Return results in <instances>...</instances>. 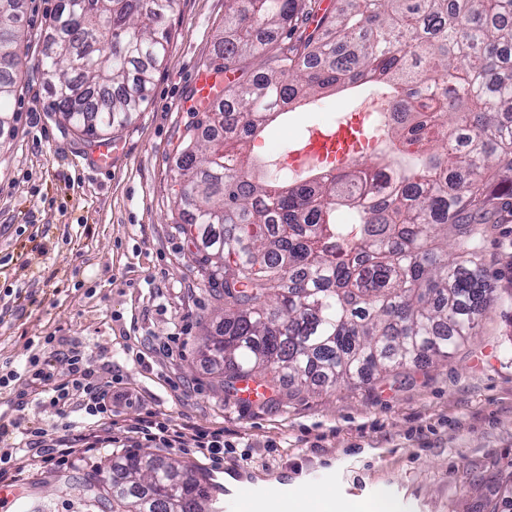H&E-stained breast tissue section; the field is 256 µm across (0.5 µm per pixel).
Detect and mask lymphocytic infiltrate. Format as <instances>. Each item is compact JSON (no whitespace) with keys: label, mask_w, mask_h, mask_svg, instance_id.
Masks as SVG:
<instances>
[{"label":"lymphocytic infiltrate","mask_w":512,"mask_h":512,"mask_svg":"<svg viewBox=\"0 0 512 512\" xmlns=\"http://www.w3.org/2000/svg\"><path fill=\"white\" fill-rule=\"evenodd\" d=\"M71 366V380L50 386V363L39 354H32L22 371L8 370L0 375V388H5L16 376H26L32 384L39 386L38 401L52 409H59L67 404L71 393L82 394L81 407L91 416L88 435L98 439L101 436L122 430L133 433L147 440L158 442L165 448H190L192 453L209 459L214 465L224 462V433L220 430L193 428L192 432L172 425L169 420L148 415L137 422L119 425L118 409L138 402V395L129 389L117 386L115 381H105L83 365V353L78 346H71L66 352ZM48 431L43 427L24 425L21 420L0 424V443L5 450L0 453V483L18 482L21 469L16 461L34 453L42 462L51 466L66 464L77 450L73 446L48 448L43 444Z\"/></svg>","instance_id":"lymphocytic-infiltrate-1"}]
</instances>
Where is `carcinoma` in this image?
<instances>
[{
    "label": "carcinoma",
    "instance_id": "1",
    "mask_svg": "<svg viewBox=\"0 0 512 512\" xmlns=\"http://www.w3.org/2000/svg\"><path fill=\"white\" fill-rule=\"evenodd\" d=\"M215 71L235 75L185 143L175 182L183 234L227 310L201 352L232 389L289 378L297 389L363 381L446 359L493 309L482 262L488 217L512 213V0H337L314 28L308 0H226ZM174 0H60L41 63L54 110L97 139L148 100L171 40ZM14 0H0V123L17 66ZM273 54L275 66L247 70ZM459 90L448 92V84ZM381 90L392 120L376 161L293 176L252 155L286 105L339 85ZM355 209L343 224L339 209ZM455 228L448 247V227ZM100 475L58 478L98 512H208L213 485L146 454Z\"/></svg>",
    "mask_w": 512,
    "mask_h": 512
}]
</instances>
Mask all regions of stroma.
<instances>
[{"instance_id": "stroma-1", "label": "stroma", "mask_w": 512, "mask_h": 512, "mask_svg": "<svg viewBox=\"0 0 512 512\" xmlns=\"http://www.w3.org/2000/svg\"><path fill=\"white\" fill-rule=\"evenodd\" d=\"M58 0H20L22 62L13 70L15 120L0 132V366L21 369L37 336L57 381L69 377L63 341L83 343L87 364L119 375L145 412L177 426L224 432V467L138 436L74 456L63 473L82 479L113 454L148 453L207 471L225 470L269 494L287 486L346 502L385 496L394 512H506L512 503V223L494 224L485 263L497 290L478 334L447 361L387 382L317 387L294 398L272 389L254 398L225 392L196 353L205 324L224 307L202 275L199 242L180 233L174 209L176 161L188 126L198 71L211 68L224 29V0H177L165 17L166 63L133 122L115 131L122 146L111 168L95 159L99 142L75 134L49 109L37 70ZM353 90L324 94L290 111L278 135L290 139L311 118L355 111ZM55 420L47 445L80 444V411L51 418L25 377L0 390V418ZM18 498L0 512H85L60 497L53 469L23 459Z\"/></svg>"}]
</instances>
